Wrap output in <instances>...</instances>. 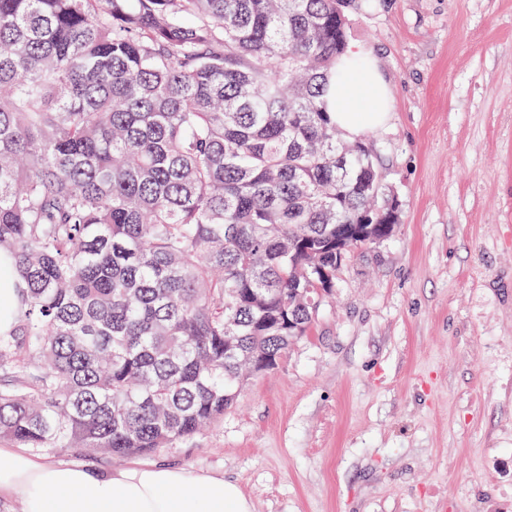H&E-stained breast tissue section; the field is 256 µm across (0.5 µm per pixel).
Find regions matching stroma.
Listing matches in <instances>:
<instances>
[{
    "mask_svg": "<svg viewBox=\"0 0 512 512\" xmlns=\"http://www.w3.org/2000/svg\"><path fill=\"white\" fill-rule=\"evenodd\" d=\"M358 3L397 229L222 421L143 460L224 476L253 512H512V0Z\"/></svg>",
    "mask_w": 512,
    "mask_h": 512,
    "instance_id": "35a3bbf8",
    "label": "stroma"
}]
</instances>
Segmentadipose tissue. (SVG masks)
Masks as SVG:
<instances>
[{"instance_id":"ef3b65f1","label":"adipose tissue","mask_w":512,"mask_h":512,"mask_svg":"<svg viewBox=\"0 0 512 512\" xmlns=\"http://www.w3.org/2000/svg\"><path fill=\"white\" fill-rule=\"evenodd\" d=\"M327 105L353 140L388 118L391 95L377 58L358 49L337 60ZM24 512H252L236 483L165 465L135 464L108 473L53 464L19 448L0 447V497Z\"/></svg>"}]
</instances>
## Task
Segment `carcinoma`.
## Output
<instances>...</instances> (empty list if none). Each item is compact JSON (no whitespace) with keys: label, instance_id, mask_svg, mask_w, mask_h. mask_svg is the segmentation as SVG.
Instances as JSON below:
<instances>
[{"label":"carcinoma","instance_id":"1","mask_svg":"<svg viewBox=\"0 0 512 512\" xmlns=\"http://www.w3.org/2000/svg\"><path fill=\"white\" fill-rule=\"evenodd\" d=\"M340 0H0V438L190 439L315 322L336 225L398 214L329 118ZM15 280L4 276L0 280V332H7L12 326V314L17 303Z\"/></svg>","mask_w":512,"mask_h":512}]
</instances>
